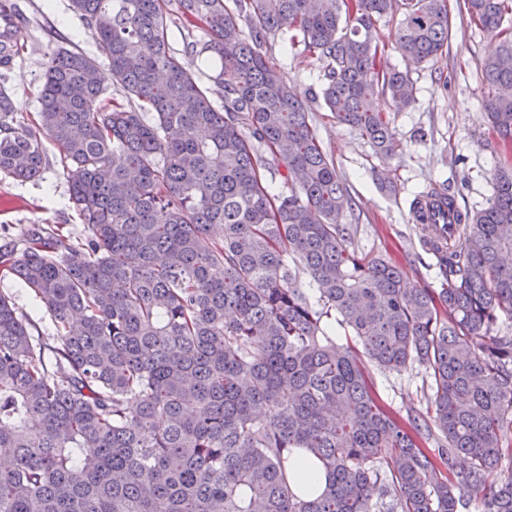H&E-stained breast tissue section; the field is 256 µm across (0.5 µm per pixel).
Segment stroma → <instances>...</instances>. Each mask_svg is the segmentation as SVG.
<instances>
[{"mask_svg": "<svg viewBox=\"0 0 512 512\" xmlns=\"http://www.w3.org/2000/svg\"><path fill=\"white\" fill-rule=\"evenodd\" d=\"M27 19L19 38V53L6 76L18 120H36L39 89L46 62L60 46H76L89 55L97 48L90 31L69 9V0H16ZM448 52L435 61L406 65L396 48L398 20L378 19L377 61L384 68H406L415 101L406 109H391L385 99L374 101L388 113L399 143L396 156L383 158L354 129L336 122L322 97L324 62L303 44H291L289 33L269 39L263 51L293 85L305 104L323 150L333 158L352 206L344 221L354 229L356 251L380 255L396 264L410 286L439 288L432 256L423 255L421 241L430 226L417 223L412 200L432 185H447L460 210L487 207L494 189L492 172L498 161L495 137L484 108L489 93L483 62L498 39L483 30L466 11L451 8ZM46 167L39 181L19 183L0 173V247L22 253L26 230L39 224L62 235L72 258L86 253L85 228L73 209L69 182L53 143H46ZM0 292L14 299L18 311L35 325L33 334L45 346L58 343L47 309L33 292L0 270ZM377 394L400 421L426 415L431 380L424 369L404 372L371 369Z\"/></svg>", "mask_w": 512, "mask_h": 512, "instance_id": "obj_1", "label": "stroma"}]
</instances>
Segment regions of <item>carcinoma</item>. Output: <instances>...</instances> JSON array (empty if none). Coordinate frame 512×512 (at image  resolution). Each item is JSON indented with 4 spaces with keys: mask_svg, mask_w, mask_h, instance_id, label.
Instances as JSON below:
<instances>
[{
    "mask_svg": "<svg viewBox=\"0 0 512 512\" xmlns=\"http://www.w3.org/2000/svg\"><path fill=\"white\" fill-rule=\"evenodd\" d=\"M70 3L99 56L58 48L32 123L0 86V172L40 179L52 141L88 236L80 263L38 225L21 256L0 251L60 332L55 347L35 342L0 293V512H512V472L499 469L512 459L500 440L512 424V156L486 208L422 240L441 288H410L350 248L336 165L261 51L286 30L319 54L329 112L393 157L391 122L370 101L403 108L414 91L408 72L376 69L373 23L398 11L401 56L428 63L448 51V0H179L184 27L209 36L185 35L184 53L217 62L222 110L170 47L164 0ZM464 3L501 36L485 108L507 152L512 0ZM0 8L16 18L0 27L8 72L24 17L13 0ZM102 64L127 104L103 98ZM273 164L286 194L268 190ZM336 314L352 343L336 341ZM358 345L382 371L424 368L428 418L391 415ZM301 451L327 472L317 495L288 474Z\"/></svg>",
    "mask_w": 512,
    "mask_h": 512,
    "instance_id": "1",
    "label": "carcinoma"
}]
</instances>
